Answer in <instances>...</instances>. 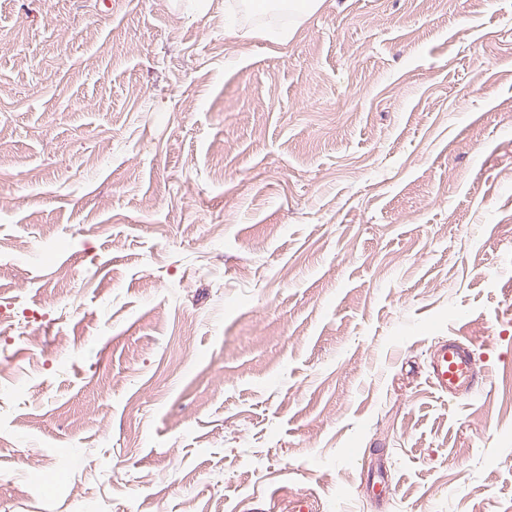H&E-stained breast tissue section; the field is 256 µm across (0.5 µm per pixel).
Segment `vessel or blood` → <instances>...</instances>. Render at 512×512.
Segmentation results:
<instances>
[{
	"label": "vessel or blood",
	"mask_w": 512,
	"mask_h": 512,
	"mask_svg": "<svg viewBox=\"0 0 512 512\" xmlns=\"http://www.w3.org/2000/svg\"><path fill=\"white\" fill-rule=\"evenodd\" d=\"M427 374L431 385L453 400L475 398L487 385L485 376L476 368L473 341L460 335L432 347Z\"/></svg>",
	"instance_id": "vessel-or-blood-1"
}]
</instances>
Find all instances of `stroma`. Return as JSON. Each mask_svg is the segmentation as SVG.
Masks as SVG:
<instances>
[{
	"mask_svg": "<svg viewBox=\"0 0 512 512\" xmlns=\"http://www.w3.org/2000/svg\"><path fill=\"white\" fill-rule=\"evenodd\" d=\"M236 2L0 0V512H512V0ZM474 343L468 336H455L435 344L428 357L431 385L448 399H473L485 390L487 381L476 368Z\"/></svg>",
	"mask_w": 512,
	"mask_h": 512,
	"instance_id": "35a3bbf8",
	"label": "stroma"
}]
</instances>
